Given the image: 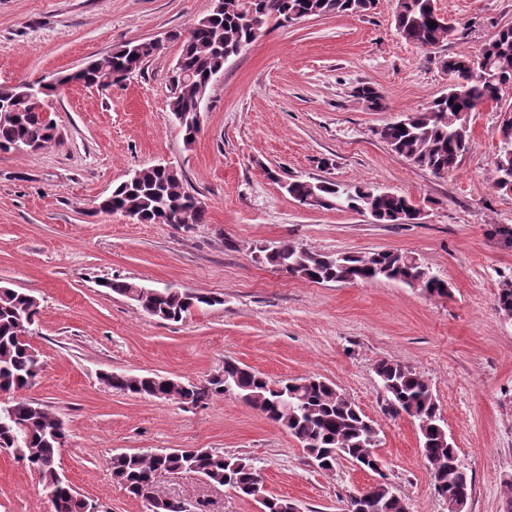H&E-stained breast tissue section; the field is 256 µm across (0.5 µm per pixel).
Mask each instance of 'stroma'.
<instances>
[{
	"instance_id": "35a3bbf8",
	"label": "stroma",
	"mask_w": 512,
	"mask_h": 512,
	"mask_svg": "<svg viewBox=\"0 0 512 512\" xmlns=\"http://www.w3.org/2000/svg\"><path fill=\"white\" fill-rule=\"evenodd\" d=\"M214 0H0V86L53 80L126 42L162 51L109 90L66 85L49 118L58 139L33 153L0 152V286L37 297L31 343L43 369L29 400L67 431L60 472L100 512H146L111 477L113 454L207 448L250 458L265 492L301 512H344L386 477L408 512H448L421 454L416 422L391 414L377 363L397 360L427 379L474 484L464 512H506L512 479V317L495 304L512 282V193L490 173L500 140L496 106L471 116L455 172L437 176L392 152L379 129L421 110L448 86L441 58L478 49L512 25V0H437L459 35L426 50L396 31L395 0L363 16L312 17L263 34L224 64L185 143L169 103L184 32ZM369 85L382 106L355 95ZM170 165L201 198L207 221L141 224L97 212L135 171ZM365 183L407 196L415 224H378L349 210L304 206L290 179ZM290 240L319 252L411 254L448 283L431 298L395 281L314 283L255 258ZM112 280L217 297L179 322L146 314ZM272 380L318 375L378 429L382 473L339 459L312 466L300 443L237 396L199 407L125 394L118 372L201 383L225 360ZM155 491L206 512L258 504L198 474L159 473ZM0 512H52L26 461L0 450Z\"/></svg>"
}]
</instances>
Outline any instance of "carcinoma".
I'll list each match as a JSON object with an SVG mask.
<instances>
[{"instance_id":"1","label":"carcinoma","mask_w":512,"mask_h":512,"mask_svg":"<svg viewBox=\"0 0 512 512\" xmlns=\"http://www.w3.org/2000/svg\"><path fill=\"white\" fill-rule=\"evenodd\" d=\"M378 3L220 0L182 38L177 64L184 77H174L170 110L184 141L193 143L199 132L195 124L199 93L210 86L227 58L238 55L257 38L258 31L271 23L284 26L313 16L365 15ZM394 20L399 35L420 48H435L457 36V27L437 18L433 0H401ZM432 21L436 25L428 26ZM161 49L152 40L127 42L89 62L77 74L69 73L47 83L37 81L42 92L24 103L18 100V94L25 90V84L0 86V151H37L53 139L46 97L57 87L73 82L100 87L113 70L129 74L139 71ZM442 68L449 75L447 92L425 109L379 130V138L394 153L435 175H448L457 169L470 143L472 113L488 102L498 104L501 112L512 113L511 104L501 105L502 93L512 87V25L500 27L473 52L442 59ZM496 134L501 147L491 180L495 188L508 193L512 192V119L500 121ZM285 189L304 206L370 212L380 224H407L415 211L409 198L379 192L368 185L295 179L286 183ZM96 209L101 213L127 211L140 223L192 225L203 223L206 216V207L184 188L182 174L164 165L137 171L136 180L121 182ZM256 259L315 283L399 281L431 297L448 295L447 281L410 257L391 252L367 256L326 253L283 240L267 249L258 248ZM104 287L134 300L148 315L163 321L179 322L191 309L219 302L213 296L172 286L155 289L135 282L108 281ZM38 312L35 296L0 286V395L7 396V401L0 404L4 408L0 412V449L22 458L38 472L41 492L52 494L53 512H91L97 505L77 493L57 470V456L67 441L63 422L41 405L15 396L28 388L42 369L30 342L21 336L26 320H35ZM375 372L392 411L418 418L422 455L442 480L438 493L449 495L448 512H455L460 500L471 497L472 479L459 461L428 380L394 360L380 361ZM103 380L117 391L182 404H205L231 392L271 423L286 429L323 470L335 466L338 448L344 457L364 466L374 447L373 421L353 402L342 398L333 383L316 375L273 381L245 364L226 360L224 369L202 384L114 372L103 375ZM110 471L112 479L137 499L142 498V489L157 471L172 475L196 472L242 496L264 497V512H289L290 508L289 499L265 495L257 468L248 458L204 448L193 452L119 453L110 459ZM370 493L377 504L374 512H406L403 500L388 485H377Z\"/></svg>"}]
</instances>
